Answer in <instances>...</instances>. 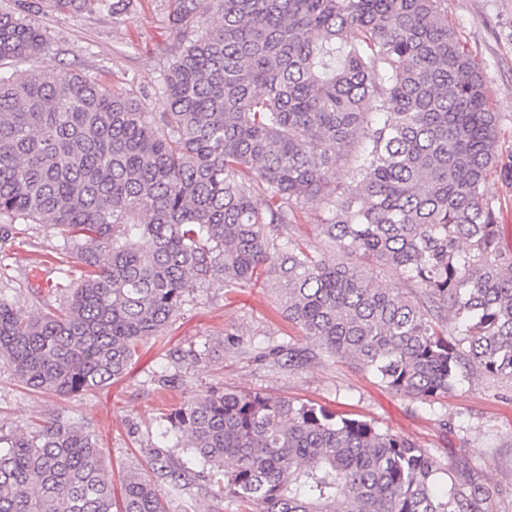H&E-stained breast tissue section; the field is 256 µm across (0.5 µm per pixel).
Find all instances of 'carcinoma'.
Returning a JSON list of instances; mask_svg holds the SVG:
<instances>
[{
	"label": "carcinoma",
	"mask_w": 512,
	"mask_h": 512,
	"mask_svg": "<svg viewBox=\"0 0 512 512\" xmlns=\"http://www.w3.org/2000/svg\"><path fill=\"white\" fill-rule=\"evenodd\" d=\"M170 2L176 42L138 95L70 70L46 80L34 20L118 18L132 0L0 9V238L52 227L82 268L35 314L0 291V364L16 383L109 386L194 291L260 279L311 342L253 341L260 358L345 359L422 403L476 378L512 383V234L485 193L512 164L446 0ZM310 210L339 261L290 234ZM387 268L412 289L382 286ZM154 434L186 455L126 472L117 497L89 427L58 415L1 433L0 512H167L166 479L256 512H487L476 478L320 404L207 389Z\"/></svg>",
	"instance_id": "1"
}]
</instances>
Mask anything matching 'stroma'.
I'll list each match as a JSON object with an SVG mask.
<instances>
[{
    "instance_id": "obj_1",
    "label": "stroma",
    "mask_w": 512,
    "mask_h": 512,
    "mask_svg": "<svg viewBox=\"0 0 512 512\" xmlns=\"http://www.w3.org/2000/svg\"><path fill=\"white\" fill-rule=\"evenodd\" d=\"M448 22L480 64L493 111L499 112V152L512 155V0H447ZM169 0H134L121 18L99 12L37 16L51 40L43 63L47 75L67 67L108 85L151 88L166 63L172 40ZM56 230L20 224L13 239L0 240L17 299L39 310L60 278L76 279L78 266L55 263ZM307 346L299 328L278 309L265 288L228 292L201 288L163 339L144 344L131 372L110 387L67 399L20 388L0 367V431L62 415L90 425L100 438L113 477L128 467L149 468L155 455L153 419L194 391L208 387L260 391L313 402L352 417L387 425L415 441L441 463L471 468L483 484L488 512H512V385L476 380L448 397L424 404L389 394L351 363L315 361L288 369L270 366L239 341ZM208 349L191 366L174 360L178 349ZM167 366L177 384L159 389L153 372Z\"/></svg>"
}]
</instances>
